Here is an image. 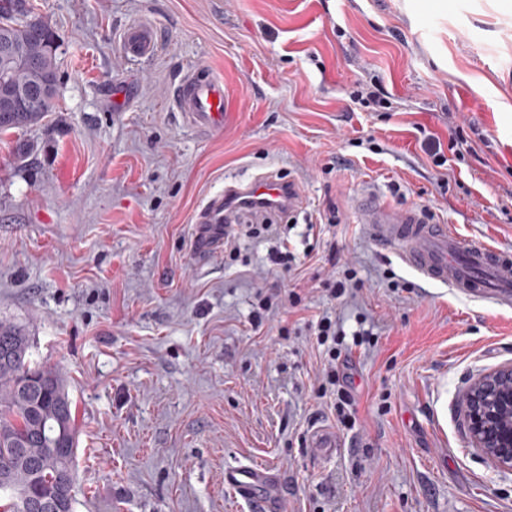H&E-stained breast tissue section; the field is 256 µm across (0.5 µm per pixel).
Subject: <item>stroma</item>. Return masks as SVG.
<instances>
[{
  "label": "stroma",
  "instance_id": "obj_1",
  "mask_svg": "<svg viewBox=\"0 0 512 512\" xmlns=\"http://www.w3.org/2000/svg\"><path fill=\"white\" fill-rule=\"evenodd\" d=\"M31 2L60 37L59 87L41 123L0 134V322L67 379L76 512H248L224 470L249 461L279 474L283 512H512V471L472 447L462 401L512 364V308L422 284L353 207L426 205L512 249V0ZM140 22L159 46L132 60L121 35ZM197 63L224 80L210 135L168 106ZM374 74L391 95L378 112L350 100ZM427 131L449 170L425 153ZM277 173L304 199L279 225L291 249L311 215L338 209L294 279L307 315L335 312L352 349L356 424L328 456L306 444L337 424L315 399L314 337L284 309L250 324L276 283L270 240L238 236L229 262L223 246L193 249L225 178ZM348 268L360 294L327 299L320 283ZM359 328L371 338L357 347Z\"/></svg>",
  "mask_w": 512,
  "mask_h": 512
}]
</instances>
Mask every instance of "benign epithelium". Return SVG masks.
Segmentation results:
<instances>
[{"instance_id":"obj_1","label":"benign epithelium","mask_w":512,"mask_h":512,"mask_svg":"<svg viewBox=\"0 0 512 512\" xmlns=\"http://www.w3.org/2000/svg\"><path fill=\"white\" fill-rule=\"evenodd\" d=\"M463 401L472 447L494 469L512 471V365L476 379Z\"/></svg>"}]
</instances>
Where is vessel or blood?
Listing matches in <instances>:
<instances>
[{"mask_svg":"<svg viewBox=\"0 0 512 512\" xmlns=\"http://www.w3.org/2000/svg\"><path fill=\"white\" fill-rule=\"evenodd\" d=\"M121 46L128 57L141 60L152 54L155 37L148 26L132 25L124 30ZM169 106L196 133L221 131L224 82L202 66L186 70L172 88ZM303 204L290 180L272 175L247 183L225 179L223 190L210 196L196 214L200 233L195 248L207 249L225 224L243 216L292 214ZM355 209L370 240L412 268L421 281L512 306V250L473 243L448 225L427 221L416 209H396L379 199L357 200ZM308 445L328 454L342 447L343 440L336 431L320 426L311 432ZM224 485L244 497L250 512L282 510L280 478L268 467L248 463L228 469Z\"/></svg>","mask_w":512,"mask_h":512,"instance_id":"b4317fda","label":"vessel or blood"}]
</instances>
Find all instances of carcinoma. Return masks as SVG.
<instances>
[{
    "label": "carcinoma",
    "mask_w": 512,
    "mask_h": 512,
    "mask_svg": "<svg viewBox=\"0 0 512 512\" xmlns=\"http://www.w3.org/2000/svg\"><path fill=\"white\" fill-rule=\"evenodd\" d=\"M58 36L26 0H0V133L20 129L52 111L57 95ZM19 364L0 362V499L3 512H26L40 492L51 512H75L77 430L65 376L32 365L25 330L0 322V347ZM40 382L24 390V371Z\"/></svg>",
    "instance_id": "carcinoma-1"
}]
</instances>
